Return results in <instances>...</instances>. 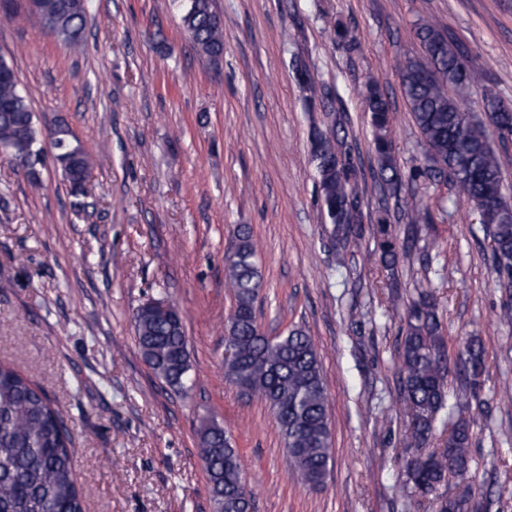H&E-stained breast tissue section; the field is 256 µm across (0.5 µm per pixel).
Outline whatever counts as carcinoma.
I'll list each match as a JSON object with an SVG mask.
<instances>
[{
    "label": "carcinoma",
    "mask_w": 512,
    "mask_h": 512,
    "mask_svg": "<svg viewBox=\"0 0 512 512\" xmlns=\"http://www.w3.org/2000/svg\"><path fill=\"white\" fill-rule=\"evenodd\" d=\"M67 4L63 32L56 38L74 43L86 27V0H45L55 12ZM182 25L196 50L216 62L224 51V31L213 0H186ZM428 58L408 60L401 81L411 118L425 146L426 165L412 178L445 179L457 196L478 214L489 237L500 286H512V206L503 193L504 155L489 146L485 128L469 119L448 88L463 89L483 80L469 65L468 54L448 41L435 23L417 28ZM375 129L374 150L381 180L396 185L401 175L390 137L392 123L388 96L372 81L363 94ZM484 100L490 123L500 138L512 137V106L496 89L485 86ZM39 136L30 100L19 87L13 67L0 58V144L21 147ZM54 159L80 210L87 193L91 157L73 136L54 141ZM310 157L315 165L321 206L338 244L346 247L362 236L360 200L353 185V168L344 144L332 132H314ZM403 214L411 224L432 219L415 196L403 199ZM377 256L391 271L410 264V254L391 233L386 219H377ZM256 244L249 228L237 231L233 252L225 260V281L234 307L225 326L224 377L238 390L265 402L271 409L290 462L294 481L305 487L326 482L332 460L331 429L322 364L314 340L304 329L269 338L258 324L256 304L263 290L255 261ZM136 342L142 358L167 386L184 391L192 386V364L182 318L149 302L134 316ZM400 396L410 414L403 441L414 454L403 470L407 503L436 493L453 475L471 470L472 418L449 420L446 447L426 450L438 414L448 394V362L439 305L421 293L405 304V326L397 350ZM465 375L456 386L459 402L477 398L486 372L485 352L477 336L459 348ZM67 406L52 403L46 394L14 367L0 363V512H85L84 495L73 469L75 453ZM201 458L208 474L213 512H252V493L244 465L231 434L212 420L199 428Z\"/></svg>",
    "instance_id": "obj_1"
}]
</instances>
